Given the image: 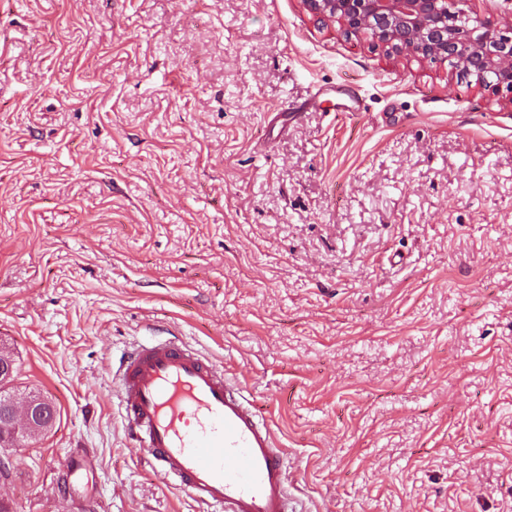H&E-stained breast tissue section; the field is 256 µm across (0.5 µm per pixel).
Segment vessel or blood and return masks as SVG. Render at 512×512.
<instances>
[{"instance_id": "b4317fda", "label": "vessel or blood", "mask_w": 512, "mask_h": 512, "mask_svg": "<svg viewBox=\"0 0 512 512\" xmlns=\"http://www.w3.org/2000/svg\"><path fill=\"white\" fill-rule=\"evenodd\" d=\"M117 388L153 472L203 512H296L271 427L244 388L198 351L169 338L126 349Z\"/></svg>"}]
</instances>
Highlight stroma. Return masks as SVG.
Returning <instances> with one entry per match:
<instances>
[{
  "label": "stroma",
  "mask_w": 512,
  "mask_h": 512,
  "mask_svg": "<svg viewBox=\"0 0 512 512\" xmlns=\"http://www.w3.org/2000/svg\"><path fill=\"white\" fill-rule=\"evenodd\" d=\"M162 331L298 512H512V93L301 0H0V348L56 412L9 512H200L115 394Z\"/></svg>",
  "instance_id": "35a3bbf8"
}]
</instances>
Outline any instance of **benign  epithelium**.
Segmentation results:
<instances>
[{"label": "benign epithelium", "instance_id": "benign-epithelium-1", "mask_svg": "<svg viewBox=\"0 0 512 512\" xmlns=\"http://www.w3.org/2000/svg\"><path fill=\"white\" fill-rule=\"evenodd\" d=\"M467 0H302L323 26L337 24L398 57L448 62L485 89L512 93V15L491 25L462 8ZM52 412L30 402L12 405L14 437Z\"/></svg>", "mask_w": 512, "mask_h": 512}]
</instances>
